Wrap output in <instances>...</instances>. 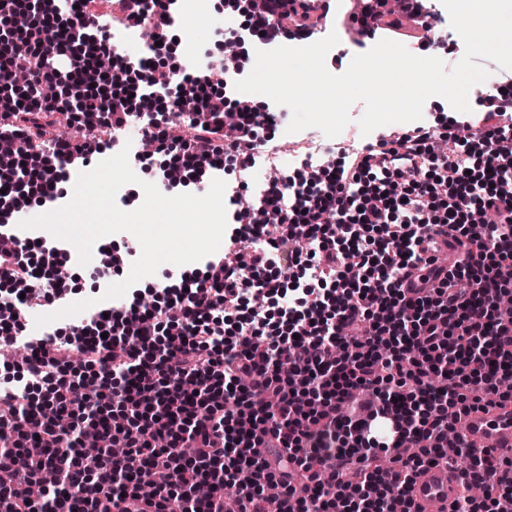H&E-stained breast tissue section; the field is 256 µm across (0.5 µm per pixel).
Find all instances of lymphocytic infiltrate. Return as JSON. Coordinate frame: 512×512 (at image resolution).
Wrapping results in <instances>:
<instances>
[{"instance_id": "lymphocytic-infiltrate-1", "label": "lymphocytic infiltrate", "mask_w": 512, "mask_h": 512, "mask_svg": "<svg viewBox=\"0 0 512 512\" xmlns=\"http://www.w3.org/2000/svg\"><path fill=\"white\" fill-rule=\"evenodd\" d=\"M80 0H0V73L33 58L20 94L0 107V341L18 344L36 296H62L61 252L20 239L10 221L27 197L61 194L53 158L88 160L95 140L46 139L65 87L87 130L147 127L169 158V182L201 183L214 158L230 162L236 205L224 248L202 271L163 287L162 299L94 311L31 340L0 383V512H413L424 468L468 457L449 512H512V459L457 435L482 395L512 402V84L496 92L481 130L460 118L382 134L310 177L265 186L263 216L239 209L259 132L283 113L232 105L225 56L211 76L155 78L122 65L106 24ZM304 31L295 0L248 12V31L279 46ZM195 102L181 109L183 97ZM236 255L237 264L227 261ZM283 300L280 320L246 298ZM95 432L102 448L80 450Z\"/></svg>"}]
</instances>
